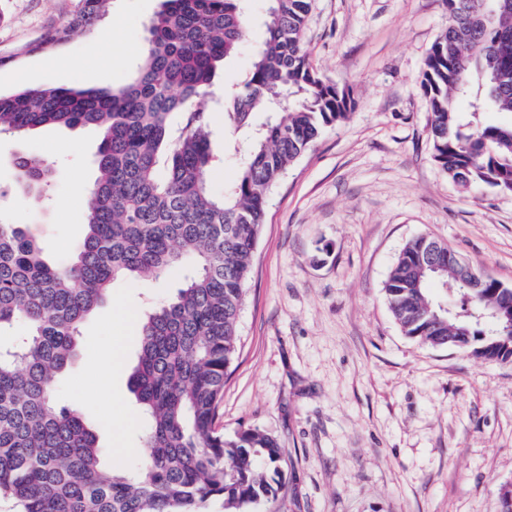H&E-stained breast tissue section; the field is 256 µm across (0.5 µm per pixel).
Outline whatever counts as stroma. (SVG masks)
I'll use <instances>...</instances> for the list:
<instances>
[{"mask_svg":"<svg viewBox=\"0 0 512 512\" xmlns=\"http://www.w3.org/2000/svg\"><path fill=\"white\" fill-rule=\"evenodd\" d=\"M76 4L0 0V54L64 24ZM160 5L113 0L97 29L0 67V95L43 85L47 66L65 88L129 82ZM267 9L268 0H248V34L215 79L209 187L217 195L239 160L222 92L244 80ZM447 27L443 0H313L305 49L319 76L355 105L269 191L217 419L225 435L256 429L277 440L282 512H501L499 489L512 483V362L420 345L383 295L394 261L419 235L512 287V193L462 188L432 157L420 80ZM99 142L91 127L0 133V222L24 225L49 261L68 260L83 241L82 189L97 175ZM21 154L53 165L51 199L17 198ZM184 274L114 282L84 320L80 353L61 377L62 398L97 431L113 465H134L144 440L127 373L140 338L117 326L168 301ZM115 349L126 368L101 385L96 362ZM117 402L127 418L114 413Z\"/></svg>","mask_w":512,"mask_h":512,"instance_id":"35a3bbf8","label":"stroma"}]
</instances>
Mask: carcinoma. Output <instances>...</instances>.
<instances>
[{
	"label": "carcinoma",
	"mask_w": 512,
	"mask_h": 512,
	"mask_svg": "<svg viewBox=\"0 0 512 512\" xmlns=\"http://www.w3.org/2000/svg\"><path fill=\"white\" fill-rule=\"evenodd\" d=\"M262 44L247 76L224 92L227 123L243 135L238 176L216 195L206 114L216 71L247 35L242 0H163L150 20L132 82L112 88L53 85L0 96V131L92 126L100 132L97 177L86 198L83 242L50 265L19 224H0V498L18 512H224L276 501L283 488L276 439L216 426L224 381L238 352L239 317L269 190L320 136L348 118V91L323 81L303 37L312 0H270ZM448 29L431 45L421 90L431 114L434 161L463 188L512 193V121L485 123L484 112L512 116V10L482 21L484 0H445ZM112 0H78L67 21L16 52H49L76 31L93 30ZM187 114L173 131L171 118ZM165 159V173L158 164ZM23 196L44 197L53 169L17 159ZM448 245L423 236L399 253L384 294L405 335L433 346L454 336L457 349L501 359L484 323L466 324L428 294L454 286L462 306L487 305L512 316V288L486 276L476 291L448 266ZM192 274L167 304L148 312L129 389L146 421L136 476L107 467L98 437L57 395L80 348V327L122 279H158L186 263Z\"/></svg>",
	"instance_id": "1"
}]
</instances>
